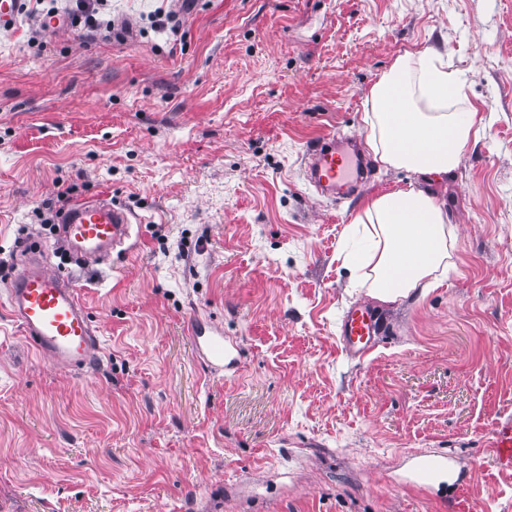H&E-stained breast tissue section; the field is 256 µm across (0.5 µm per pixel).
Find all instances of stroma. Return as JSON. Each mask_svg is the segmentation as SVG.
<instances>
[{
    "label": "stroma",
    "instance_id": "obj_1",
    "mask_svg": "<svg viewBox=\"0 0 512 512\" xmlns=\"http://www.w3.org/2000/svg\"><path fill=\"white\" fill-rule=\"evenodd\" d=\"M175 27L157 29V10ZM106 37L21 15L0 29V267L40 252L100 338L97 372L40 357L0 279V512H512V0H106ZM436 48L486 125L443 177L373 163L348 199L316 195L305 155L364 136L372 84ZM109 194L131 237L72 259L51 229ZM415 184L445 203L453 268L382 304L339 257L363 201ZM369 306L363 358L339 340ZM237 359L198 360L188 324ZM425 452L456 493L414 483ZM377 335V320L368 307L352 308L344 316L341 341L347 354L365 356L375 346Z\"/></svg>",
    "mask_w": 512,
    "mask_h": 512
}]
</instances>
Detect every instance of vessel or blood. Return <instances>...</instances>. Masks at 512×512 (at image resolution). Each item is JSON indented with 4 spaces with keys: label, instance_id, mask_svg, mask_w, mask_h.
I'll use <instances>...</instances> for the list:
<instances>
[{
    "label": "vessel or blood",
    "instance_id": "b4317fda",
    "mask_svg": "<svg viewBox=\"0 0 512 512\" xmlns=\"http://www.w3.org/2000/svg\"><path fill=\"white\" fill-rule=\"evenodd\" d=\"M311 183L318 193L350 196L368 179V161L359 138L332 133L311 148L306 157ZM59 234L82 260L110 255L130 235L128 213L101 194L81 199L59 216ZM12 320L35 350L53 366L74 372L92 370L100 362V340L89 323L86 309L75 286L45 266L39 253L21 263L6 291ZM190 334L203 356L205 366L223 370L230 351L222 330L197 322ZM377 320L365 306L350 309L341 326L345 352L365 356L374 347ZM451 459L421 455L413 472L416 482L425 484L443 472H454Z\"/></svg>",
    "mask_w": 512,
    "mask_h": 512
}]
</instances>
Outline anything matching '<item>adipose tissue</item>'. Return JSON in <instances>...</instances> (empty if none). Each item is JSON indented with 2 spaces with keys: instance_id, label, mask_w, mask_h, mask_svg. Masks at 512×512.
Instances as JSON below:
<instances>
[{
  "instance_id": "ef3b65f1",
  "label": "adipose tissue",
  "mask_w": 512,
  "mask_h": 512,
  "mask_svg": "<svg viewBox=\"0 0 512 512\" xmlns=\"http://www.w3.org/2000/svg\"><path fill=\"white\" fill-rule=\"evenodd\" d=\"M438 59L430 49L405 52L371 87L364 130L383 166L442 176L457 167L467 143L481 138L465 79ZM351 226L362 229L364 246L346 253L343 264L380 303L426 297L452 265L448 212L415 185L365 200Z\"/></svg>"
}]
</instances>
